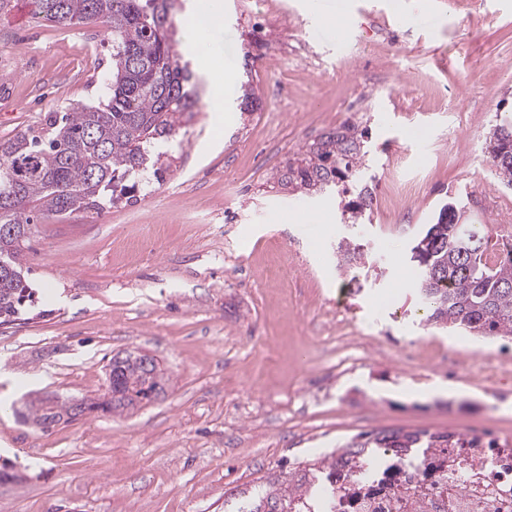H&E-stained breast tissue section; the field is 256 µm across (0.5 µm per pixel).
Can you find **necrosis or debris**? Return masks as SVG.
I'll return each mask as SVG.
<instances>
[{"label": "necrosis or debris", "instance_id": "obj_1", "mask_svg": "<svg viewBox=\"0 0 512 512\" xmlns=\"http://www.w3.org/2000/svg\"><path fill=\"white\" fill-rule=\"evenodd\" d=\"M423 460L389 449L336 492V512H512V441L467 434Z\"/></svg>", "mask_w": 512, "mask_h": 512}]
</instances>
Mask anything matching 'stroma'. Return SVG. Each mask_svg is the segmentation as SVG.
Wrapping results in <instances>:
<instances>
[{
    "mask_svg": "<svg viewBox=\"0 0 512 512\" xmlns=\"http://www.w3.org/2000/svg\"><path fill=\"white\" fill-rule=\"evenodd\" d=\"M208 54L236 82L215 122L211 94L186 113L181 146L136 177L129 201L38 222L26 252L35 302L0 326V512H235L236 494L333 452L363 433L401 428L512 438V340L421 322L410 242L454 198L475 224L512 225V187L492 171L486 137L512 113V0H223ZM342 13L353 48L314 35L310 16ZM102 24L60 27L15 0L0 15V141L41 130L55 112L105 101L112 46ZM97 52L79 54L86 39ZM302 44L279 79L251 82L259 107H237L244 49ZM369 129L367 253L336 267L347 236L339 197L289 194L272 172L321 134ZM293 268L272 280L270 261ZM364 343L360 366L336 320ZM451 357L426 368L401 354ZM145 351L163 393L112 414L42 431L12 412L29 395L93 398L107 365ZM501 365L496 386L465 375Z\"/></svg>",
    "mask_w": 512,
    "mask_h": 512,
    "instance_id": "35a3bbf8",
    "label": "stroma"
}]
</instances>
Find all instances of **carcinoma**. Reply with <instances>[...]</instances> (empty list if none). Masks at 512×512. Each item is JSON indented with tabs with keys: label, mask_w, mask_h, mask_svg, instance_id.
<instances>
[{
	"label": "carcinoma",
	"mask_w": 512,
	"mask_h": 512,
	"mask_svg": "<svg viewBox=\"0 0 512 512\" xmlns=\"http://www.w3.org/2000/svg\"><path fill=\"white\" fill-rule=\"evenodd\" d=\"M36 14L62 27L103 23L111 35L112 67L108 98L97 106L72 108L50 116L46 128H28L0 141V326L19 320L34 290L25 270L31 227L44 218L81 211L100 213L104 200H120L122 182L161 160L159 146L177 142L181 117L200 102L199 77L189 53L179 49L175 15L178 0H34ZM240 109L252 112L257 97L250 80L241 82ZM368 128L343 122L286 160L272 174L274 183L306 196L344 195L354 189L342 215L363 223L373 195L366 179ZM487 150L497 179L512 186V120L494 126ZM463 207L448 203L434 223L414 238L410 256L414 290L424 322L480 337H512V258L494 262L489 245L493 226L460 223ZM337 268L347 272L366 264L363 244L350 236L336 246ZM164 373L146 375L137 354L122 356L115 369L112 397L69 402L41 399L25 404L19 416L45 428L48 416L72 421L94 411L123 412L163 391ZM464 448L457 434L389 429L360 433L335 452L302 469L270 478L253 497L241 499L236 512H336V484L361 473L387 448L418 459L448 444Z\"/></svg>",
	"instance_id": "cac0c4a2"
}]
</instances>
